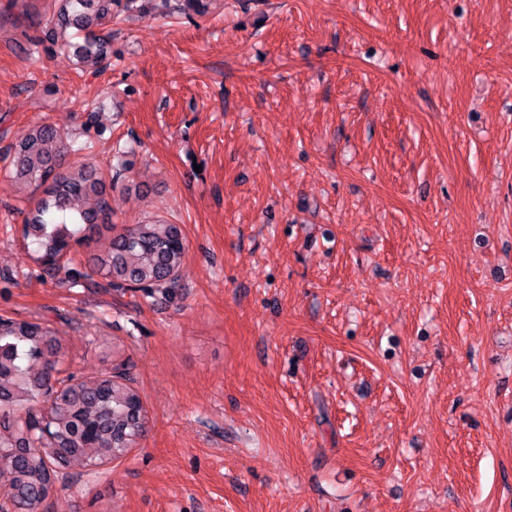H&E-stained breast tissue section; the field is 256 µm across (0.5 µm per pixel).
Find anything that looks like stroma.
I'll return each mask as SVG.
<instances>
[{
    "instance_id": "obj_1",
    "label": "stroma",
    "mask_w": 512,
    "mask_h": 512,
    "mask_svg": "<svg viewBox=\"0 0 512 512\" xmlns=\"http://www.w3.org/2000/svg\"><path fill=\"white\" fill-rule=\"evenodd\" d=\"M140 0L97 66L0 0V317L149 424L44 512H512V0ZM112 229L46 274L35 127ZM157 216L174 288L88 258Z\"/></svg>"
}]
</instances>
